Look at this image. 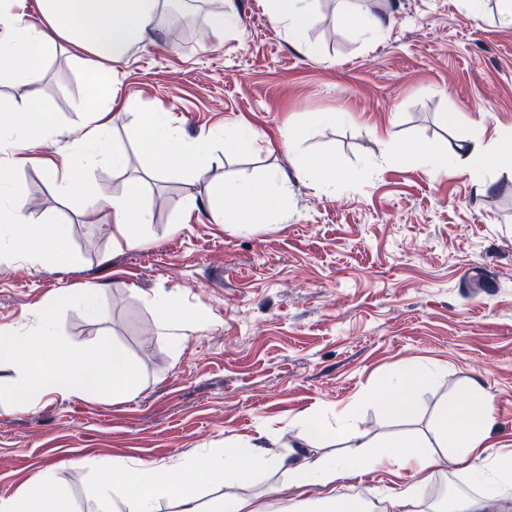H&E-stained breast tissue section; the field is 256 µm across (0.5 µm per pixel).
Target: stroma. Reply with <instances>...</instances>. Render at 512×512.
Listing matches in <instances>:
<instances>
[{
    "mask_svg": "<svg viewBox=\"0 0 512 512\" xmlns=\"http://www.w3.org/2000/svg\"><path fill=\"white\" fill-rule=\"evenodd\" d=\"M203 2L178 0L198 21L190 44L162 23L116 64L113 109L168 114L188 138L240 122L258 133V151L215 152L203 181L147 180L152 222L135 249L114 248L107 221L73 214L41 167L15 174L31 212L68 224L74 261L0 256V327L25 326L65 289L99 287L102 314L67 309L62 331L77 346L104 335L122 343L142 380L124 401L58 396L26 411L0 403V498L50 468L81 512H95L98 482L85 459L200 461L254 438L275 456L305 443L296 419L308 412L347 410L370 443L404 430L428 438L440 405L473 380L498 416L482 457L512 452V158L484 172L480 187L468 164L435 174L425 158L397 156L407 143L451 153L512 129V23L498 0H483L478 15L466 0H358L362 14L383 19L378 38L342 26L339 0H314L316 22L300 40L270 24L262 0H232L241 31L221 42L207 34ZM80 54L57 49L36 86L0 84V104L33 97L54 116L57 136L34 155L73 147L86 95ZM304 112L349 119L309 127L294 153L281 133ZM444 112L459 121L442 126ZM112 138L125 167L99 159L91 168L107 197L151 164L127 121ZM314 152L341 174L336 186L299 177V154ZM271 169L290 196L276 223L240 232L213 222L205 202L214 185ZM485 266L499 277L492 295L471 285ZM158 293L206 310L181 353L147 303ZM406 364L436 375L417 394L416 420L400 425L373 397Z\"/></svg>",
    "mask_w": 512,
    "mask_h": 512,
    "instance_id": "35a3bbf8",
    "label": "stroma"
}]
</instances>
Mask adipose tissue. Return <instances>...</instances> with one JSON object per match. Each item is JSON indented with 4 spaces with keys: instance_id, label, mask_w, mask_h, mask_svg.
<instances>
[{
    "instance_id": "ef3b65f1",
    "label": "adipose tissue",
    "mask_w": 512,
    "mask_h": 512,
    "mask_svg": "<svg viewBox=\"0 0 512 512\" xmlns=\"http://www.w3.org/2000/svg\"><path fill=\"white\" fill-rule=\"evenodd\" d=\"M167 0H37L38 19H31L27 0H0V84H33L43 77L42 63L62 44L81 48L79 64L88 77L83 120L76 130L78 146L61 159L44 158L41 164L65 198L69 208L85 217L105 215L112 224V243L118 248H139L145 242L144 227L152 220L140 182L133 181L124 194L112 198L96 195L88 179L97 155H108L113 167L125 165L122 150L110 143V110L114 100L113 66L149 36ZM270 23L302 39L314 24L308 0H265ZM130 122L141 145L152 158V167L165 173L205 178L216 147L237 153L254 148L258 135L237 122L225 125L222 134H203L182 139L168 117L156 112H134ZM53 117L35 100L22 108L0 111V141L9 140L11 151L0 159V236L6 237L13 257L30 265L50 261L66 266L72 261L67 225L34 217L14 185V174L26 161V152L54 136ZM512 154V130L500 131L492 141L476 137L447 154L431 144L403 146L398 156L410 160L422 156L433 172L464 160L474 173L497 166ZM288 190L276 172H268L264 186L242 178L214 188L207 208L218 223L244 230L255 224L273 223L287 211ZM158 325L173 350H181L189 333L204 321V312L177 307L170 295L149 298ZM435 376L432 368L404 365L375 401L383 413L412 418L417 411V391ZM497 425L493 403L478 381L452 396L439 408L432 439L402 436L370 445L357 443L341 457L316 461L288 450L269 457L250 440L227 443L203 461L189 458L170 465L133 463L120 457L93 462L105 485L97 512H158L161 500L174 501L176 512H353L337 486L353 472L385 471L397 480V488L385 493L381 512H512V461L498 456L482 465L472 457ZM465 473L476 492L453 496L448 504L425 502L416 493L429 484L440 465ZM284 474V481L266 494L242 493L244 484L259 472ZM208 480L219 489L208 503H201L198 489ZM320 487L317 501H299L290 493ZM0 512H79L69 495L60 492L53 470L37 474L18 494L0 498Z\"/></svg>"
}]
</instances>
